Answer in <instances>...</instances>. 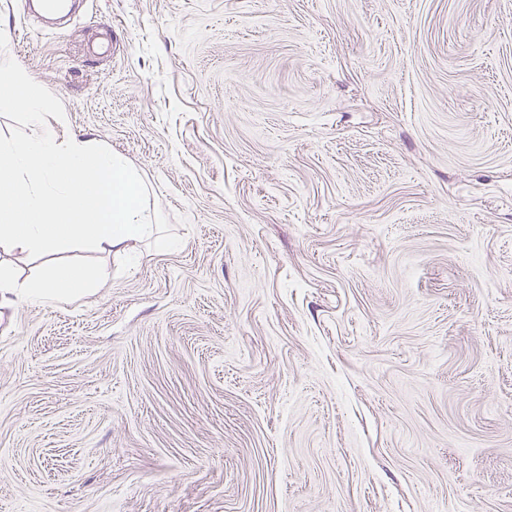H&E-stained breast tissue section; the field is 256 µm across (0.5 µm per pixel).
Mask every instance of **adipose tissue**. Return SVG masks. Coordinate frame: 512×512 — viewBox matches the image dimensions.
Masks as SVG:
<instances>
[{
	"label": "adipose tissue",
	"mask_w": 512,
	"mask_h": 512,
	"mask_svg": "<svg viewBox=\"0 0 512 512\" xmlns=\"http://www.w3.org/2000/svg\"><path fill=\"white\" fill-rule=\"evenodd\" d=\"M23 110L27 136L0 140V250L48 259L41 276L16 285L0 266V303L15 290L34 301L64 300L99 287L86 268L57 263L74 247L129 253L152 233L145 188L124 157L67 128L48 111L15 59L0 49V112Z\"/></svg>",
	"instance_id": "1"
}]
</instances>
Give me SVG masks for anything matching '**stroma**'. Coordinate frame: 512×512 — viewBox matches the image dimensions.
Returning <instances> with one entry per match:
<instances>
[{
  "instance_id": "obj_1",
  "label": "stroma",
  "mask_w": 512,
  "mask_h": 512,
  "mask_svg": "<svg viewBox=\"0 0 512 512\" xmlns=\"http://www.w3.org/2000/svg\"><path fill=\"white\" fill-rule=\"evenodd\" d=\"M1 30L178 245L0 307V512H512V0Z\"/></svg>"
}]
</instances>
